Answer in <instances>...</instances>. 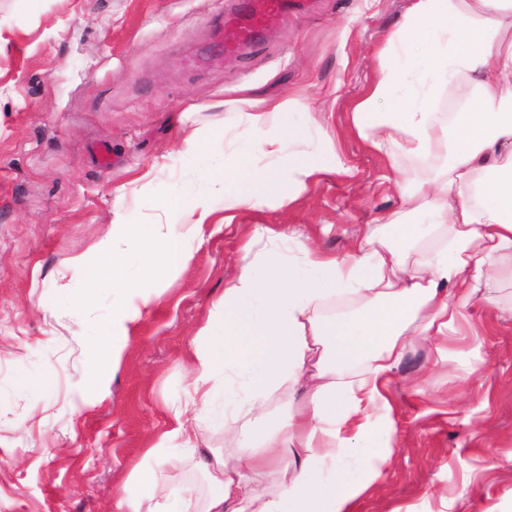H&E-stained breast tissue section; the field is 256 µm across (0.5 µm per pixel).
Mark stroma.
<instances>
[{"instance_id":"stroma-1","label":"stroma","mask_w":512,"mask_h":512,"mask_svg":"<svg viewBox=\"0 0 512 512\" xmlns=\"http://www.w3.org/2000/svg\"><path fill=\"white\" fill-rule=\"evenodd\" d=\"M239 0H0V512H119L122 485L185 404L189 351L237 270L253 225L292 227L344 256L380 215L400 207L387 174L424 168L371 151L350 112L373 72L381 35L408 0H303L258 44L209 66L219 22ZM285 98L313 136H329L347 172H325L281 207L226 219L210 182L241 152L231 100L241 86ZM209 144L191 161L178 135ZM107 142L114 162L100 165ZM181 191L211 214L188 265L161 272L157 299L129 333L107 392L91 395L87 346L110 325V287L90 308L72 259L95 260L111 224H154ZM52 372L47 390L16 377ZM392 419L374 418L348 453L356 470L391 447L386 478L356 512H512V319L470 310L467 333L418 340L390 376Z\"/></svg>"}]
</instances>
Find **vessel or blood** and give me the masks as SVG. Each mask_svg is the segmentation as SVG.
I'll use <instances>...</instances> for the list:
<instances>
[{"label": "vessel or blood", "mask_w": 512, "mask_h": 512, "mask_svg": "<svg viewBox=\"0 0 512 512\" xmlns=\"http://www.w3.org/2000/svg\"><path fill=\"white\" fill-rule=\"evenodd\" d=\"M290 6V0H249L243 10L225 14L219 28L225 52H236L256 41L279 23Z\"/></svg>", "instance_id": "obj_1"}]
</instances>
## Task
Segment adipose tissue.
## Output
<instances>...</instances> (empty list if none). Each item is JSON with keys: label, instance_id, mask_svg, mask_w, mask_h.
Returning <instances> with one entry per match:
<instances>
[{"label": "adipose tissue", "instance_id": "obj_1", "mask_svg": "<svg viewBox=\"0 0 512 512\" xmlns=\"http://www.w3.org/2000/svg\"><path fill=\"white\" fill-rule=\"evenodd\" d=\"M374 58L375 78L352 105L353 131L432 176L400 188L401 211L378 217L341 258L302 241L286 254L284 234L254 226L192 345L185 407L134 467L120 512H354L391 453H373L362 481L344 455L373 411L391 413L387 382L411 341L449 336L481 289L512 283V0H414ZM442 99L460 111H439ZM300 102L240 99L249 151L225 155L212 183L225 211L294 203L320 173L314 157L333 143L313 144L307 126L288 122ZM287 142L296 146L287 162L267 164ZM411 214L426 224L408 222ZM208 215L178 194L163 223L121 225L128 250L106 239L93 268L72 262L118 299L111 326L91 343L92 387L119 365L131 325L154 299L157 269L191 261L186 242ZM332 299L356 308L321 315ZM217 407L228 451L199 446ZM185 448L197 452L204 495L165 492V469Z\"/></svg>", "mask_w": 512, "mask_h": 512}]
</instances>
